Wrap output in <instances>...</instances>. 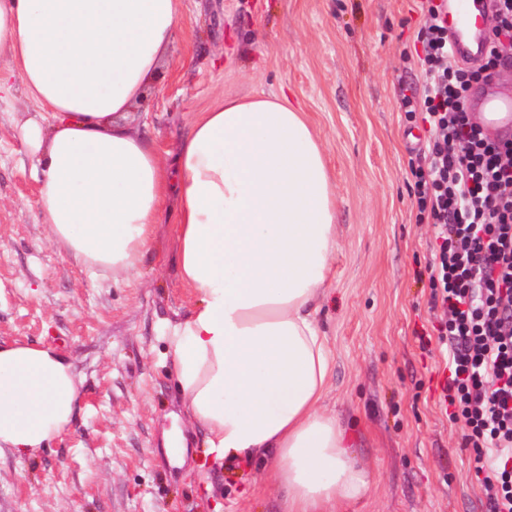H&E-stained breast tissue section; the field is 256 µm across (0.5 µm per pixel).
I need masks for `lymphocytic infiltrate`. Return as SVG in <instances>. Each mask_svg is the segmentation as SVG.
<instances>
[{"mask_svg": "<svg viewBox=\"0 0 512 512\" xmlns=\"http://www.w3.org/2000/svg\"><path fill=\"white\" fill-rule=\"evenodd\" d=\"M425 22L422 95L400 108L421 114L430 148L413 167L417 203L434 228L427 266L437 329L448 348L440 399L463 422L489 512H512V141H490L465 101L471 73L451 56L436 0H420ZM492 65L512 62V0H492Z\"/></svg>", "mask_w": 512, "mask_h": 512, "instance_id": "1", "label": "lymphocytic infiltrate"}]
</instances>
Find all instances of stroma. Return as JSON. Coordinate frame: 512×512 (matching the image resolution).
I'll list each match as a JSON object with an SVG mask.
<instances>
[{
	"label": "stroma",
	"instance_id": "35a3bbf8",
	"mask_svg": "<svg viewBox=\"0 0 512 512\" xmlns=\"http://www.w3.org/2000/svg\"><path fill=\"white\" fill-rule=\"evenodd\" d=\"M418 0H183L161 89L133 125L172 150L226 99L286 95L318 134L336 195V250L318 322L334 362L325 410L372 475L340 512H487L464 425L439 402L448 374L425 265L411 164L422 147L401 112L421 85ZM33 106L0 108V340L50 342L83 383L70 430L23 461L0 458V512H284L267 463L204 470L185 427L169 325L193 305L177 273L175 206L138 276L91 278L47 239L22 151ZM188 451L172 459L171 432Z\"/></svg>",
	"mask_w": 512,
	"mask_h": 512
}]
</instances>
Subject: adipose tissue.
<instances>
[{"instance_id": "1", "label": "adipose tissue", "mask_w": 512, "mask_h": 512, "mask_svg": "<svg viewBox=\"0 0 512 512\" xmlns=\"http://www.w3.org/2000/svg\"><path fill=\"white\" fill-rule=\"evenodd\" d=\"M183 0H0V104L35 115L22 143L50 242L130 280L175 202L178 274L194 299L170 338L178 389L217 460L270 457L287 512H338L368 473L323 409L332 352L317 313L336 245L317 135L287 99H227L166 163L129 115L162 79ZM72 357L0 342V455L70 426Z\"/></svg>"}]
</instances>
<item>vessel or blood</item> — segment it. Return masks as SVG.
<instances>
[{"instance_id": "1", "label": "vessel or blood", "mask_w": 512, "mask_h": 512, "mask_svg": "<svg viewBox=\"0 0 512 512\" xmlns=\"http://www.w3.org/2000/svg\"><path fill=\"white\" fill-rule=\"evenodd\" d=\"M489 0H448V41L456 61L464 62L490 49L484 24ZM469 110L481 127L494 130L499 139L512 140V96L484 85L472 93Z\"/></svg>"}]
</instances>
